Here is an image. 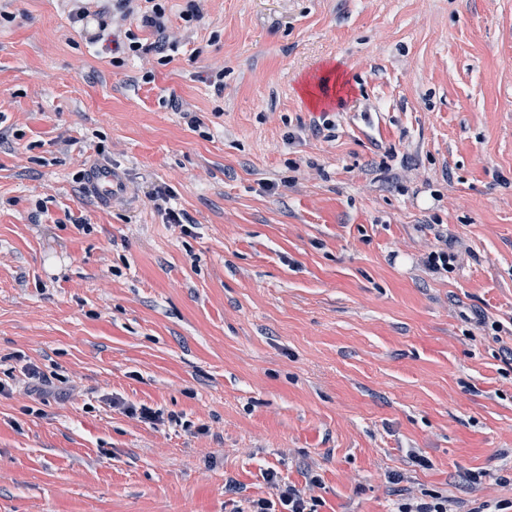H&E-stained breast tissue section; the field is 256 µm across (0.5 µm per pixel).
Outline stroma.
<instances>
[{
	"label": "stroma",
	"instance_id": "obj_1",
	"mask_svg": "<svg viewBox=\"0 0 512 512\" xmlns=\"http://www.w3.org/2000/svg\"><path fill=\"white\" fill-rule=\"evenodd\" d=\"M185 5L135 57L0 0V512H512V0ZM90 179L95 190L102 196L112 195L119 187V181L111 168L99 167L90 174ZM150 199L154 203V207L165 215L167 223L183 225L182 213L169 206L170 196L165 190L154 189L150 194ZM439 242H442L444 247H437L438 250L431 251V253L427 257V265L433 271L443 270L448 272L449 270H453L455 267L454 263L458 259V253L454 252L452 246L448 247V239H438ZM110 405H112V408L121 410V412L126 416L138 419L143 422L156 424V422H159L163 419L158 414V412L152 408L145 405L137 407L133 404L126 403L122 398L118 396H112L110 399ZM265 479L274 485L276 490V500L258 499L250 500L244 508H238L236 512H317L315 510L314 500L312 503L304 496L301 490L293 485L282 483L278 479L277 473L268 471ZM276 505L284 510H276ZM424 497L429 500H417L415 497H407L401 499L397 503V510L395 512H454L455 510L448 509V497L439 495L438 493L424 492Z\"/></svg>",
	"mask_w": 512,
	"mask_h": 512
}]
</instances>
